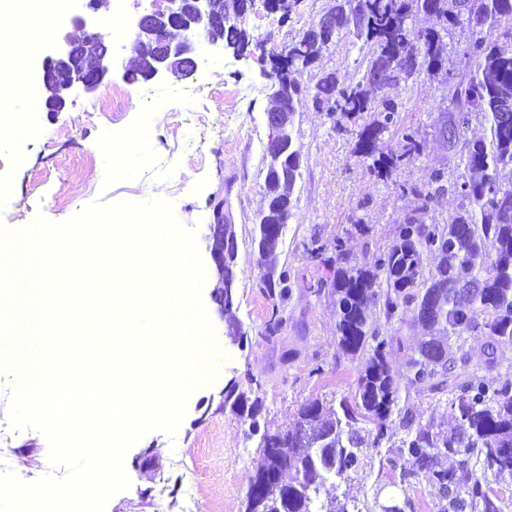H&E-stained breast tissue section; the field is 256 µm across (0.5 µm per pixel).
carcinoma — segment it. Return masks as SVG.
Listing matches in <instances>:
<instances>
[{"label":"carcinoma","instance_id":"obj_1","mask_svg":"<svg viewBox=\"0 0 512 512\" xmlns=\"http://www.w3.org/2000/svg\"><path fill=\"white\" fill-rule=\"evenodd\" d=\"M252 0H224V43L247 46L240 22ZM458 0H330L325 14L336 18V34L318 22L311 24L272 61L269 98L288 103L308 94L313 107L330 116L353 119L369 114L357 133L353 154L373 159L370 171L379 177L415 162L421 151L418 129L399 122L401 103L382 91L405 85L424 71L433 77L445 70L442 35L456 27L470 32L466 71L450 88L448 104L436 108L434 125L456 126L448 150L465 159L455 178L433 168L420 185L402 187L416 207L397 226L396 239L379 251L374 264L360 265L336 244L331 260L333 277L317 282L327 291L336 315L339 348L363 360L354 405L342 412L313 400L304 404L294 423L262 435L256 469L272 471L265 487L249 476L247 512H363L356 503L320 500L331 477L351 480L367 457V449L390 440L392 416L405 430L388 458L403 466L405 476L431 474L441 491L439 512H501L489 495L487 476L512 480V379L491 386L479 377L456 373L465 367L453 351L452 340L466 332H480L495 346L512 345V211L500 200H512V183L500 173L512 169V125L498 119V103L512 95V0H472L462 13ZM422 15L431 25L417 29L413 18ZM351 35L367 48L365 66L353 82L338 72L319 76L313 87H303L293 74L310 68L334 42L333 36ZM484 115L489 135H468L470 117ZM392 139L383 143L386 132ZM298 130L291 126L288 152L263 156L267 205L256 218L252 242L256 245L261 283L273 303L269 322L274 335L283 324L279 304L288 296V273L277 271L280 251L267 245L271 232L286 227L292 216L294 194L301 177L302 152ZM451 196L456 201L446 224L422 220L431 205ZM411 317L426 338L407 362L405 386L447 391L456 421L444 435L431 423L414 425L397 410L399 385L387 357L401 347L400 338L384 334L394 320ZM459 459L461 472L442 467L444 458ZM475 459L479 470L468 467Z\"/></svg>","mask_w":512,"mask_h":512}]
</instances>
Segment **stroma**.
I'll return each mask as SVG.
<instances>
[{"label":"stroma","instance_id":"35a3bbf8","mask_svg":"<svg viewBox=\"0 0 512 512\" xmlns=\"http://www.w3.org/2000/svg\"><path fill=\"white\" fill-rule=\"evenodd\" d=\"M151 0H129L125 15L105 19L114 68L96 92L74 90L61 112H36L29 132L0 142V225L29 226L36 214L62 222L97 201L172 203L180 224L196 238L204 281L199 299L225 354L214 381L189 398L175 437L153 431L134 443L123 458L130 479L105 512H246L248 476L259 459L262 433L293 422L300 406L319 399L336 406L352 402L362 367L359 358L337 345L336 316L327 294L315 292L330 271L311 257L305 244L316 239L326 247L342 243L352 258L373 264L380 249L392 244L396 227L414 206L401 185L422 184L430 168L449 174L464 168L459 155L435 137V108L447 101L451 78L465 65L470 33L455 29L444 36L448 78L419 75L394 89L401 101L402 124L418 128L420 157L384 178L370 175L352 154L358 127L335 125L310 100L297 104L296 126L302 148V178L293 196L280 264L290 275L286 321L275 339H266L272 300L260 284L251 245L253 220L265 194L263 154L270 129V59L322 15L327 0H301L290 18L270 14L257 27L254 14L242 26L248 47L214 52L187 78L160 76L130 82L126 66L135 59L128 33L132 20L149 11ZM365 51L345 35L304 71L302 85L313 86L319 74L340 72L357 77ZM254 87L251 98H237L239 86ZM120 107H111L113 91ZM106 104L103 112L92 103ZM124 144L114 158L101 144ZM223 203L237 232L236 315L244 335L231 339L212 298L216 276L209 267L208 225L215 203ZM465 370L487 382L512 378V346L491 347L489 337L463 335ZM15 374L0 370V475L14 472L33 482L51 473L48 443L37 430H13L9 423L10 390ZM236 386L246 401L241 409L224 404V389ZM449 394L400 389L398 407L415 422L449 421ZM258 434H250L251 423ZM389 452L369 451L350 482L329 479L325 500L347 498L362 504H402L404 512H438L440 493L427 472L403 479L392 468Z\"/></svg>","mask_w":512,"mask_h":512}]
</instances>
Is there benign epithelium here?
<instances>
[{
    "instance_id": "7a95c632",
    "label": "benign epithelium",
    "mask_w": 512,
    "mask_h": 512,
    "mask_svg": "<svg viewBox=\"0 0 512 512\" xmlns=\"http://www.w3.org/2000/svg\"><path fill=\"white\" fill-rule=\"evenodd\" d=\"M111 2L73 0L69 24L80 36L59 34L37 71L36 84L45 111H62L74 89L93 92L112 74V55L98 25V19L109 13ZM134 28L137 63L125 72L128 80L189 75L197 70L205 50L226 48L224 37L217 34L224 29V0H156L150 11L134 21ZM291 121V109L285 103L267 112L271 153L279 154ZM228 222L220 201L213 208L208 239L217 276L213 296L222 314L232 312L235 304V275L224 266V256L237 250L238 243L224 234Z\"/></svg>"
}]
</instances>
